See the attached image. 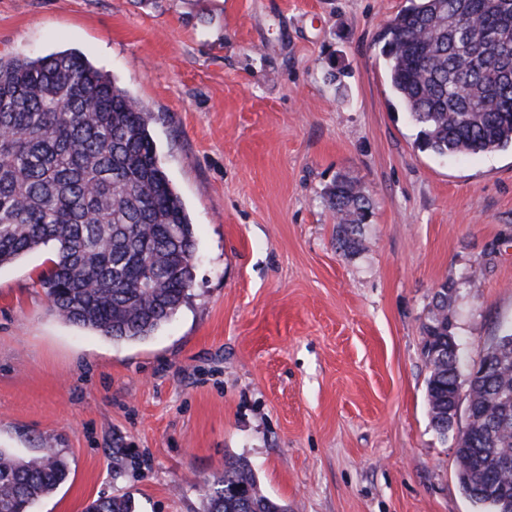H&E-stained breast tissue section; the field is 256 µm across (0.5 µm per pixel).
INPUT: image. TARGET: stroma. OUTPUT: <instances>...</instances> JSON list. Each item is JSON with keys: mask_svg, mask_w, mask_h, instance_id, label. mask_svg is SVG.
Instances as JSON below:
<instances>
[{"mask_svg": "<svg viewBox=\"0 0 512 512\" xmlns=\"http://www.w3.org/2000/svg\"><path fill=\"white\" fill-rule=\"evenodd\" d=\"M407 4L0 0L1 56L77 50L152 113L197 243L189 301L142 341L51 311L52 246L0 268V448L70 469L30 512H206L232 458L291 512H482L431 425L420 327L448 281L462 372L512 327V151L418 149L380 42ZM340 176L371 201L352 255ZM85 512H134L128 495L103 496L90 502Z\"/></svg>", "mask_w": 512, "mask_h": 512, "instance_id": "obj_1", "label": "stroma"}]
</instances>
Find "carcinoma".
I'll use <instances>...</instances> for the list:
<instances>
[{
    "mask_svg": "<svg viewBox=\"0 0 512 512\" xmlns=\"http://www.w3.org/2000/svg\"><path fill=\"white\" fill-rule=\"evenodd\" d=\"M393 93L438 156L512 148V0H409L381 34ZM151 116L76 50L0 56V266L48 244L39 275L65 322L115 342L144 340L191 296L196 238L159 162ZM336 243L353 253L371 208L340 177L327 190ZM453 284L435 295L421 327L430 369L431 424L455 434L476 502L498 512L512 499V331L498 337L495 370L461 379ZM467 386L461 418L456 389ZM69 474L53 448L20 460L0 448V512H28ZM207 512H288L263 494L249 463L232 459L202 485ZM85 512H134L128 495L103 496Z\"/></svg>",
    "mask_w": 512,
    "mask_h": 512,
    "instance_id": "carcinoma-1",
    "label": "carcinoma"
}]
</instances>
